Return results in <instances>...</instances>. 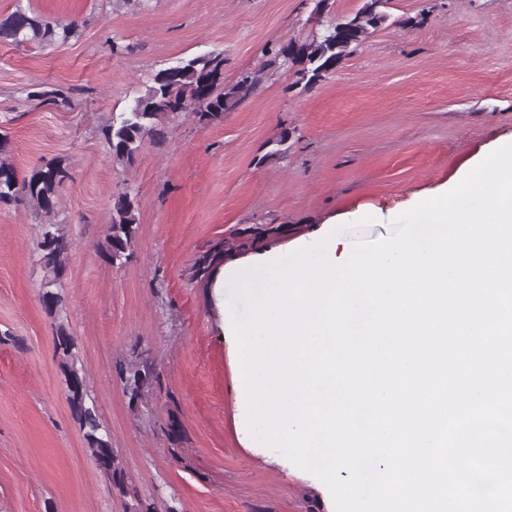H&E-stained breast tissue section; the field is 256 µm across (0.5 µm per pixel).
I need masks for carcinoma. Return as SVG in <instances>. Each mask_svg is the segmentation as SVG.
<instances>
[{"label": "carcinoma", "mask_w": 512, "mask_h": 512, "mask_svg": "<svg viewBox=\"0 0 512 512\" xmlns=\"http://www.w3.org/2000/svg\"><path fill=\"white\" fill-rule=\"evenodd\" d=\"M389 0H365L353 15L329 22L323 33L304 40L290 39L271 51L267 68L293 71V86L308 89L326 79L342 61L356 51L372 31L389 19L384 11ZM78 24L53 23L43 16L18 8L0 18V43L16 46L63 44L75 37ZM262 82L261 73L246 76L232 85L224 84V55L209 52L180 59L159 70L150 85L136 96L128 110L115 115L102 129L112 158L126 167L135 165L145 140L162 143L169 124L183 112H191L202 123L224 118V113L252 97ZM70 178L68 167L60 160H51L34 167L29 175L18 179L9 160L8 139L0 137V205L25 200L39 216L50 217L58 212L59 193ZM284 231V225L267 222L255 224L249 234L238 240L241 251L254 250L270 237ZM139 232L137 208L131 192L119 194L112 203V221L99 248L108 262L121 266L131 257V248ZM38 239L46 241L38 251L42 269L41 293L47 297L46 311L57 319L54 324L55 356L64 376L65 398L82 433L84 448L97 460L107 461L105 480L123 493L127 492L126 472L112 448V438L102 423L87 375L79 357L76 337L69 324L60 319L63 297L60 293L67 271L70 241L61 224L40 225ZM227 241H221L191 267V279L203 284L210 281L215 261L224 252ZM134 359L119 371L129 402L145 399L151 384L158 380L156 368L143 358L139 348Z\"/></svg>", "instance_id": "carcinoma-1"}]
</instances>
